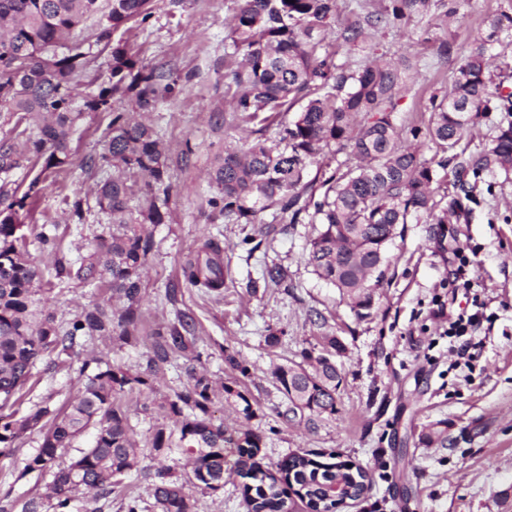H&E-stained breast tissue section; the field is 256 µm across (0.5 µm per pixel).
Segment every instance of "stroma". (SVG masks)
Returning a JSON list of instances; mask_svg holds the SVG:
<instances>
[{
  "label": "stroma",
  "instance_id": "1",
  "mask_svg": "<svg viewBox=\"0 0 512 512\" xmlns=\"http://www.w3.org/2000/svg\"><path fill=\"white\" fill-rule=\"evenodd\" d=\"M235 5L236 0H152L146 19L113 33L142 64L170 69L175 82L144 114L129 99L112 102L117 111L144 115L163 141L169 165L167 220L144 226L154 247L138 303L141 339L134 345L115 337L82 340L73 351L44 357L15 406L17 416L47 403L63 406L86 372L110 365L145 374L153 332L186 313L196 323L192 347L171 355L152 388L125 392L116 401L141 450L137 469L108 498L78 499L75 512H127L133 500L140 512H158L150 473L164 464L175 475L186 474L177 449L153 448L157 430H177L160 404L174 399L194 371L220 384L210 406L214 422L262 434L260 455L268 468L290 452L310 450L366 468L370 491L343 512H370L376 502L384 512H512V173L491 175L492 191L471 205L466 221L406 225L387 250L373 308L358 316L306 263L313 225L276 223L269 210L254 224L211 217L209 201L218 191L209 172L216 161L256 132L278 140L280 124L288 119L280 114L264 129L259 122L240 121L231 110L227 85L233 59L225 48ZM503 12L512 14V0H461L454 18L442 20L435 11L373 38L379 51L419 65L420 93L398 101L399 123L427 122L431 93L451 84L477 31ZM443 44L452 46L451 54H439ZM106 124L103 114H86L70 138L69 169L43 174L33 210L20 218L30 259L55 283L41 305L63 324L95 304L124 307L107 286L55 276L57 263L77 264L112 229L95 208L84 223H73L65 204L69 198L91 200L96 183L110 175V167L85 166L103 153ZM44 224L59 227L63 241L57 252L44 250L37 238ZM209 239L223 249L224 286L217 290L190 285L182 273L185 261ZM460 244L476 256L477 293L487 306V318L473 335L476 355L467 363L457 362L446 325L435 315L448 300V263ZM273 264L287 270V280L261 287L265 267ZM327 332L345 346L336 358L342 378L336 411L311 421L288 419L274 371L318 355ZM228 354L236 356L241 370L229 368ZM432 429L446 430L447 441L424 442L423 434ZM40 445V435L32 432L0 456V506L7 512H23L27 501L46 493L51 472L27 469ZM191 494L196 512H245L238 476H225L218 491L195 488Z\"/></svg>",
  "mask_w": 512,
  "mask_h": 512
}]
</instances>
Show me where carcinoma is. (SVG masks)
<instances>
[{"mask_svg": "<svg viewBox=\"0 0 512 512\" xmlns=\"http://www.w3.org/2000/svg\"><path fill=\"white\" fill-rule=\"evenodd\" d=\"M107 2V24L95 33V43L112 47L108 86L76 103V87L85 76L89 50L73 38L74 31ZM150 0H0V456L34 430L42 434L40 450L28 470L53 471L45 496L33 498L24 512H73L78 494H112L139 463L140 448L127 416L114 402L125 388L146 380L120 367L86 376L82 387L62 408L45 406L22 419L4 410L14 405L44 356L73 350L77 340L110 336L131 342L138 333L134 305L141 293L142 270L153 241L134 222L132 186L126 175L146 177L140 188L138 212L151 224L166 218L160 188L168 187L165 148L154 130L125 112L112 109V98L128 97L141 110L151 109L166 73L148 67L121 44H111L112 32L148 15ZM432 0H388L379 9H363L350 23L336 29V45L348 53L363 51L369 39L406 16H426ZM338 0H240L230 24L229 47L240 57L231 72L228 92L232 111L250 122L261 113L300 110L280 130L276 144L263 138L246 140L227 151L211 173L219 194L209 200L213 212L238 224L258 223L257 214L275 209L281 224L319 225L307 248L306 262L314 274L337 289L341 299L361 311L372 307L383 276L385 253L399 226L425 220L446 224L463 215L462 200L475 201L483 175L512 171V122L498 125L491 147L471 154L453 169L455 196L445 206L436 200V152L455 149L468 137L485 112L512 114V92L495 82L499 65L488 52L512 34V15L488 21L476 47L458 68L451 84L430 96L425 126L406 129L394 118L401 94L414 90L413 71L382 56L355 66L339 63L325 52L324 33L336 21ZM87 112L107 115V142L97 162L113 165L124 175L100 181L95 190L99 210L112 224L109 238L73 271L59 263L57 277L75 275L91 285H106L128 306L116 316L95 304L62 326L55 315L37 318L32 310L40 282L38 268L26 257V240L15 222L32 208L39 178L25 191L14 176L36 165L61 172L70 165V137ZM409 133L411 138L404 137ZM347 155L340 161L337 156ZM314 177L308 169L326 156ZM221 247L208 240L197 257L183 266L193 285L218 289L224 284ZM195 333L187 314L178 324L153 333L149 373L163 372L170 356L185 351ZM323 353L307 365L279 366L274 376L293 416L319 417L336 411L340 374L333 357L344 350L334 335L323 337ZM191 383L164 405L179 418L177 447L189 468L187 478L172 469L154 472L152 497L159 512H195L186 488L218 491L224 474L248 480L252 512H294L295 502L259 457L262 436L251 429L230 432L215 424L210 404L215 386L205 373H192ZM89 447L66 464L58 451L69 448L89 429ZM285 482L303 493L307 507L324 500L338 481L354 484L357 473L340 462L316 464L307 453H291L276 465Z\"/></svg>", "mask_w": 512, "mask_h": 512, "instance_id": "1", "label": "carcinoma"}]
</instances>
